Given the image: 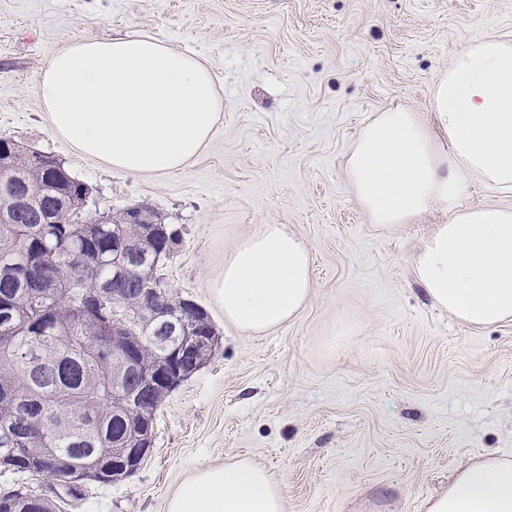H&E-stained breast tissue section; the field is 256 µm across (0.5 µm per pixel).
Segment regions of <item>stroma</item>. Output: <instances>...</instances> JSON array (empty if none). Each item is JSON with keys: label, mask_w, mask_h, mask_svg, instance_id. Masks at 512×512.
<instances>
[{"label": "stroma", "mask_w": 512, "mask_h": 512, "mask_svg": "<svg viewBox=\"0 0 512 512\" xmlns=\"http://www.w3.org/2000/svg\"><path fill=\"white\" fill-rule=\"evenodd\" d=\"M143 32L212 69L214 137L184 172L138 177L54 135L37 84L75 39ZM512 40V0H0V138L55 155L91 191L85 216L136 207L177 239L158 272L219 336L156 412L153 448L125 481L84 483L60 512H165L192 471L246 457L286 512H426L460 469L512 458V321L474 328L435 307L414 248L448 213L373 224L347 158L378 113H422L455 51ZM261 224L313 256L314 294L287 324L247 336L207 287Z\"/></svg>", "instance_id": "stroma-1"}]
</instances>
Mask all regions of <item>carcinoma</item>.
Returning a JSON list of instances; mask_svg holds the SVG:
<instances>
[{"label": "carcinoma", "instance_id": "obj_1", "mask_svg": "<svg viewBox=\"0 0 512 512\" xmlns=\"http://www.w3.org/2000/svg\"><path fill=\"white\" fill-rule=\"evenodd\" d=\"M1 167L18 178L0 181V198L21 190L38 208L0 224V305L12 312L0 323V457L22 458L28 449L41 448L80 466L91 452L110 458L135 444L138 411L132 398H147L156 410L169 388L157 383L139 391L158 358L155 348L142 344L139 327L127 333L123 348L137 368L113 380L109 328L78 284L84 257L103 255L97 272L109 286L116 262L130 263L129 304L139 301L137 289L153 285L176 318L184 299L172 296L155 275V249L142 245L144 224L115 217L89 234L80 222L43 223L45 213L65 204L81 208L88 194L55 156L26 155L8 139L0 146ZM114 244L126 248L117 260ZM0 512H29V506L21 494L6 495Z\"/></svg>", "mask_w": 512, "mask_h": 512}]
</instances>
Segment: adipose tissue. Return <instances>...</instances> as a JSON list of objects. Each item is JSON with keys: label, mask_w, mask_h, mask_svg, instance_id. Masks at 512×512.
<instances>
[{"label": "adipose tissue", "mask_w": 512, "mask_h": 512, "mask_svg": "<svg viewBox=\"0 0 512 512\" xmlns=\"http://www.w3.org/2000/svg\"><path fill=\"white\" fill-rule=\"evenodd\" d=\"M51 131L81 156L136 176L182 172L208 147L221 101L212 70L147 35L74 40L40 72ZM448 148L417 113L396 108L365 126L347 159L351 189L375 224L448 210L417 249V281L435 306L477 328L512 321V209L465 207L467 176L512 190V41L457 51L429 99ZM207 286L225 322L247 336L288 323L314 292L312 255L284 224H262L224 255ZM166 512H285L280 486L247 458L198 470ZM428 512H512V459L467 464Z\"/></svg>", "instance_id": "obj_1"}]
</instances>
